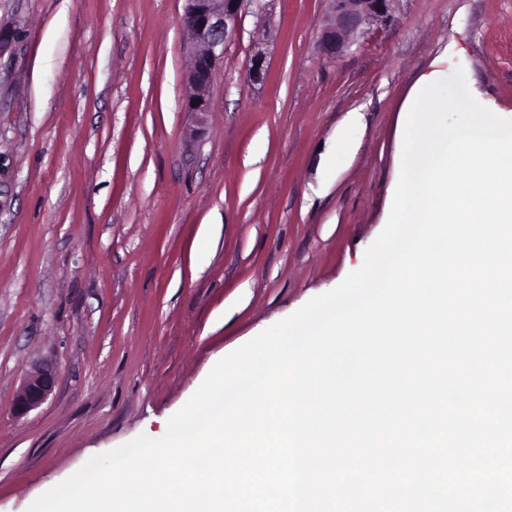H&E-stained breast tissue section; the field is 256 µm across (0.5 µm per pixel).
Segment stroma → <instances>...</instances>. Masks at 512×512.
Segmentation results:
<instances>
[{"instance_id":"35a3bbf8","label":"stroma","mask_w":512,"mask_h":512,"mask_svg":"<svg viewBox=\"0 0 512 512\" xmlns=\"http://www.w3.org/2000/svg\"><path fill=\"white\" fill-rule=\"evenodd\" d=\"M186 6L0 0V512L162 437L219 359L362 266L425 75L512 113V0H395L337 59L330 0H246L198 125ZM56 378V371L49 366L30 375L15 400L16 413L23 415L42 405L51 394Z\"/></svg>"}]
</instances>
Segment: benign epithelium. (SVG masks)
<instances>
[{
	"label": "benign epithelium",
	"instance_id": "benign-epithelium-1",
	"mask_svg": "<svg viewBox=\"0 0 512 512\" xmlns=\"http://www.w3.org/2000/svg\"><path fill=\"white\" fill-rule=\"evenodd\" d=\"M247 0H187L184 23L191 32L192 67L188 82L193 92L187 99V111L196 121L212 110L210 85L217 62L237 30ZM394 0H331V12L324 24L319 43L323 53L337 58L346 51L349 37L361 29L387 24ZM265 54L254 53L245 79L251 84L265 80ZM56 371L45 366L30 375L15 400L16 413L23 415L42 405L56 383Z\"/></svg>",
	"mask_w": 512,
	"mask_h": 512
}]
</instances>
